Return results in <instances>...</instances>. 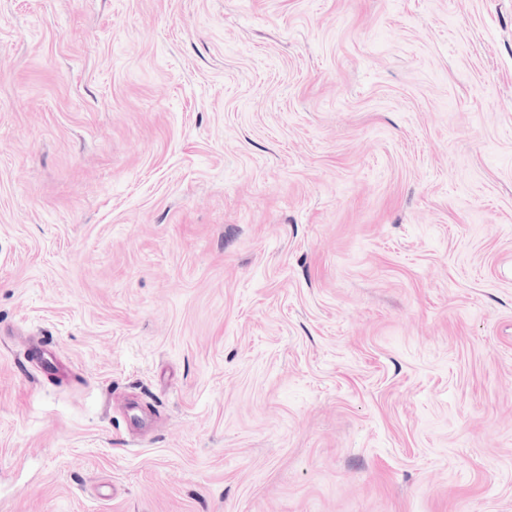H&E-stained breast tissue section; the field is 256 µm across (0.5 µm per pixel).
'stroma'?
<instances>
[{
    "label": "stroma",
    "mask_w": 512,
    "mask_h": 512,
    "mask_svg": "<svg viewBox=\"0 0 512 512\" xmlns=\"http://www.w3.org/2000/svg\"><path fill=\"white\" fill-rule=\"evenodd\" d=\"M5 326L0 512H512V0H0Z\"/></svg>",
    "instance_id": "1"
}]
</instances>
